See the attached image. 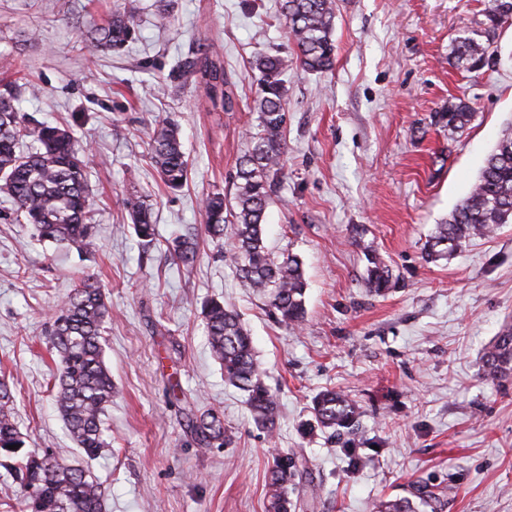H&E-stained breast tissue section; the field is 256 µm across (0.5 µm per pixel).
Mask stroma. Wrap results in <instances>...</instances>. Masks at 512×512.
<instances>
[{
  "label": "stroma",
  "mask_w": 512,
  "mask_h": 512,
  "mask_svg": "<svg viewBox=\"0 0 512 512\" xmlns=\"http://www.w3.org/2000/svg\"><path fill=\"white\" fill-rule=\"evenodd\" d=\"M122 2L0 0V53L17 58L36 88L21 109L74 124L95 209L90 245L56 252L0 199V380L15 395L27 449L88 468L106 512H267L279 451L301 463L295 512H374L418 484L443 489L441 512H512V375L482 374L486 348L512 323V224L449 259L424 258L429 235L512 129V20L488 37L484 0H336L334 68L289 65L284 177L265 241L304 263L307 316L293 332L237 278L199 208L208 193L234 192L236 160L258 123L246 106L255 56H296L278 0H175L164 29L152 24L155 0H139L135 39L93 51L90 30ZM464 36L489 39V66L450 64ZM199 43L223 60L237 111H212L194 79L170 81ZM459 101L473 118L451 133L435 115ZM164 120L181 127L189 160L176 192L148 158ZM133 196L152 206L147 247L126 206ZM179 236L198 244L187 267L167 250ZM370 248L395 276L383 296L365 284ZM80 272L112 301L103 336L115 392L108 446L92 460L55 409L57 357L47 347L51 314ZM214 298L252 336L278 400L274 434L254 425L211 355L201 308ZM327 389L358 403L357 431L306 433L312 402ZM210 410L224 421L219 448L200 445L187 425V412Z\"/></svg>",
  "instance_id": "obj_1"
}]
</instances>
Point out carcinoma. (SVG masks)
Masks as SVG:
<instances>
[{
  "label": "carcinoma",
  "mask_w": 512,
  "mask_h": 512,
  "mask_svg": "<svg viewBox=\"0 0 512 512\" xmlns=\"http://www.w3.org/2000/svg\"><path fill=\"white\" fill-rule=\"evenodd\" d=\"M139 5L124 0L107 24L98 29L92 47L115 49L135 31ZM288 34L296 47V63L304 72L323 73L336 61L333 40L336 0H283ZM486 31L491 32L512 18V0H488L483 9ZM453 64L471 71L488 61V46L470 37L455 40ZM257 94L253 109L258 124L249 132L251 150L236 163L233 202L222 192L206 195L201 202L204 233L220 242H232L229 263L250 288L268 299L278 321L294 330L306 317L302 260L289 253L273 256L264 239L266 211L284 176L288 110L284 76L288 58L262 56L255 60ZM200 77L206 97L214 107L232 112L237 105L221 62L189 52L176 62L173 81ZM26 86L14 80L0 97V197L16 207V218L33 226L41 241L57 247L82 245L91 236L93 207L90 197L84 147L72 126L42 121L20 112L19 97ZM468 105L460 102L437 113V123L455 131L471 119ZM150 159L163 185L175 192L186 184L188 160L180 127L162 121L154 129ZM137 237L146 244L155 238V224L147 205L128 202ZM512 223V132L505 133L488 155L469 195L448 220L437 225L424 249L430 261L448 258L463 243L484 235L501 224ZM184 265L197 258V243L177 237L169 249ZM366 287L381 294L392 287V270L374 250L366 253ZM206 333L214 358L224 373V383L246 396L256 426L273 431L277 416L276 395L264 384L252 338L238 313L219 300L204 305ZM112 318V305L93 277L76 274L73 290L52 315L49 332L52 352L58 358L54 377L55 404L73 442L87 457L94 458L107 447L104 417L112 404V374L104 360L103 328ZM486 378L498 380L512 373V327H505L482 357ZM314 417L320 428H349L359 411L347 395L326 391L314 401ZM199 444H224L220 417L207 412L188 418ZM25 437L15 419L8 384L0 381V458L24 492L27 512H105L100 483L85 470L57 455L25 449ZM298 473L296 457L278 453L268 479L270 512H291L288 486ZM441 494L426 485L412 488L410 496L384 501L376 512H438Z\"/></svg>",
  "instance_id": "obj_1"
}]
</instances>
